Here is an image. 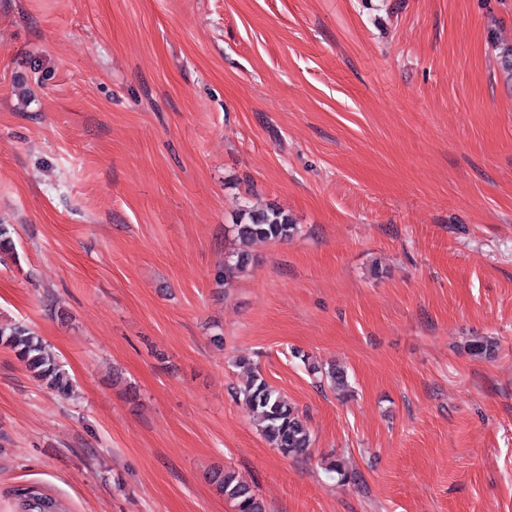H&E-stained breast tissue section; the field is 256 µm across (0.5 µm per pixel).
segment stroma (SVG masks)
<instances>
[{
	"mask_svg": "<svg viewBox=\"0 0 512 512\" xmlns=\"http://www.w3.org/2000/svg\"><path fill=\"white\" fill-rule=\"evenodd\" d=\"M511 38L512 0H0V321L77 386L0 346V512H234L219 468L268 512H512ZM245 204L302 231L224 288ZM0 345L12 350L34 377L60 396L73 393V382L51 349L21 323H0ZM235 363L244 379L242 385L233 388L234 396L249 408L265 439L283 456L306 454L312 435L303 416L267 381L253 361L239 357ZM308 368L311 372H313V374L321 373L320 383L322 382V379H325L328 385L333 390H336V392L348 391V375L344 367L336 364H330L324 371L315 365H308Z\"/></svg>",
	"mask_w": 512,
	"mask_h": 512,
	"instance_id": "obj_1",
	"label": "stroma"
}]
</instances>
